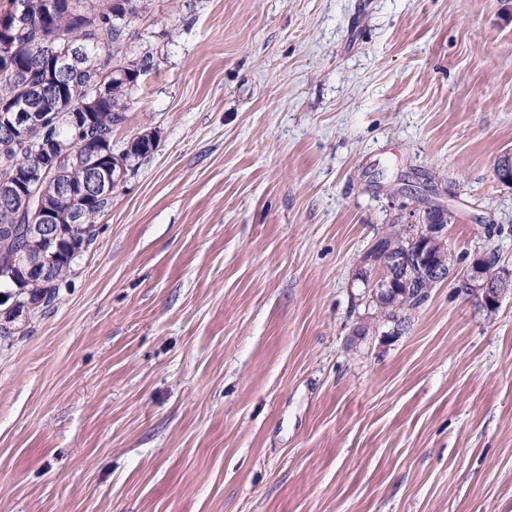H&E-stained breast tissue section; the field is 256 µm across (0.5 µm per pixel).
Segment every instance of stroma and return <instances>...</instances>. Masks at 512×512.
<instances>
[{
    "label": "stroma",
    "mask_w": 512,
    "mask_h": 512,
    "mask_svg": "<svg viewBox=\"0 0 512 512\" xmlns=\"http://www.w3.org/2000/svg\"><path fill=\"white\" fill-rule=\"evenodd\" d=\"M156 135L0 338V512H512V293L360 333L361 257L448 208L512 271L500 0H150Z\"/></svg>",
    "instance_id": "35a3bbf8"
}]
</instances>
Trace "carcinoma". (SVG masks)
<instances>
[{
	"mask_svg": "<svg viewBox=\"0 0 512 512\" xmlns=\"http://www.w3.org/2000/svg\"><path fill=\"white\" fill-rule=\"evenodd\" d=\"M16 2L9 0V8L0 12L3 18L0 85H14L18 98L28 102L32 110L51 116L61 112L62 105L77 104L86 98L84 76L75 71H61L58 59L46 53L50 44L67 40L75 45L84 43L90 50L104 54L109 61L124 65V74L116 73L109 78L106 95L95 103L91 117L81 125L83 129L91 127L97 135L85 133L77 137L66 126L56 135V150L84 153L89 163L98 160L103 146L112 144L113 134L128 122L138 79L153 66V54L149 52L134 58L129 56L135 36L133 26L148 9L147 0H99L98 4L84 8L75 5L77 0H22L24 12L18 20L14 18ZM153 149L154 143L145 140L144 135H135L124 142L117 162L126 173L133 174ZM3 156L20 168L34 162L25 144L14 145L0 139V158ZM45 201L53 209L74 215L76 223L61 224L59 231L74 242L76 251L58 253L53 245L43 246L46 253L53 254L50 273L28 278L20 268L8 263V255L26 247L24 225L13 218L22 206V198L16 191L5 196L4 187L0 185V289L15 293L19 300L37 309L56 302L62 284L72 276L77 258L94 244L99 218L112 209L110 197L60 200L51 189L45 192ZM408 245L407 235L398 234L397 225H389L363 256L364 282H369L376 271L381 276L386 275L384 255L403 253ZM435 287L437 284L432 279L415 275L410 294L369 303L375 312L370 321L386 322L396 332L403 329L406 315L424 305Z\"/></svg>",
	"mask_w": 512,
	"mask_h": 512,
	"instance_id": "cac0c4a2",
	"label": "carcinoma"
}]
</instances>
